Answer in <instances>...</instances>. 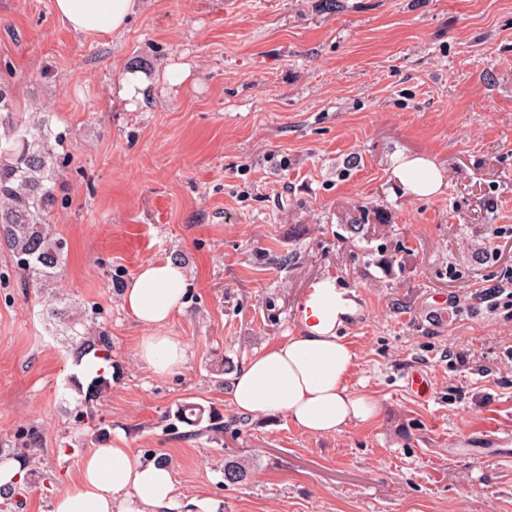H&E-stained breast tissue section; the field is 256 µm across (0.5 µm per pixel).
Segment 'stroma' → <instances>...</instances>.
<instances>
[{
	"instance_id": "1",
	"label": "stroma",
	"mask_w": 512,
	"mask_h": 512,
	"mask_svg": "<svg viewBox=\"0 0 512 512\" xmlns=\"http://www.w3.org/2000/svg\"><path fill=\"white\" fill-rule=\"evenodd\" d=\"M1 77L58 136L66 248L35 289L0 245V451L26 469L0 512H50L103 443L165 460L179 501L214 512H512V315L480 296L512 278V0H141L94 35L54 0H0ZM400 154L435 158L442 194L402 195ZM168 259L188 305L164 332L188 359L158 376L121 290ZM327 278L357 294L349 384L378 416L311 436L239 415L222 363L296 332ZM59 295L112 341L91 402L67 321L46 317ZM185 402L222 413L223 437L171 431ZM228 460L249 477L225 484Z\"/></svg>"
}]
</instances>
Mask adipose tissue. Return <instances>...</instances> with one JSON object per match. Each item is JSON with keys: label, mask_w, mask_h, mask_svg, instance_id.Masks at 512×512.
<instances>
[{"label": "adipose tissue", "mask_w": 512, "mask_h": 512, "mask_svg": "<svg viewBox=\"0 0 512 512\" xmlns=\"http://www.w3.org/2000/svg\"><path fill=\"white\" fill-rule=\"evenodd\" d=\"M137 0H54L65 27L80 33L122 30ZM392 176L409 196L441 193L444 177L424 155H400ZM187 277L174 261L141 265L121 292L124 307L136 320L155 328L140 347V358L157 375L187 361L186 346L161 334L186 304ZM294 335L255 352L236 372L230 390L233 408L244 415H282L310 435L339 434L377 415L376 402L355 393L349 376L356 353L340 331L358 313L353 291L326 280L316 297L301 307ZM173 474L163 462L142 463L132 449L102 445L83 460L77 479L52 501L51 512H176Z\"/></svg>", "instance_id": "obj_1"}]
</instances>
